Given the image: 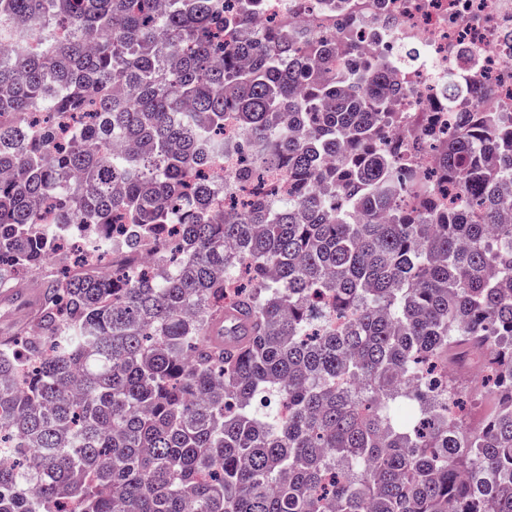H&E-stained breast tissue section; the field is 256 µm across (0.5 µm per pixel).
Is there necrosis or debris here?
<instances>
[{"label": "necrosis or debris", "mask_w": 512, "mask_h": 512, "mask_svg": "<svg viewBox=\"0 0 512 512\" xmlns=\"http://www.w3.org/2000/svg\"><path fill=\"white\" fill-rule=\"evenodd\" d=\"M266 21L303 22L315 34H343L353 19L329 12L321 0H265ZM360 25L356 41L385 60L411 45L413 62L393 68L400 91L391 120L398 139L415 147L412 163L420 171L434 167L425 150L429 138L420 125L422 113L437 111L441 127L456 129L465 112L502 113L512 122V0H355ZM465 86L464 94L443 104L448 79Z\"/></svg>", "instance_id": "obj_1"}]
</instances>
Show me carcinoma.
<instances>
[{
  "label": "carcinoma",
  "mask_w": 512,
  "mask_h": 512,
  "mask_svg": "<svg viewBox=\"0 0 512 512\" xmlns=\"http://www.w3.org/2000/svg\"><path fill=\"white\" fill-rule=\"evenodd\" d=\"M237 2L0 0V291L127 226L0 340V512H512V125L466 116L424 181L384 61L284 23L228 48ZM233 121L253 159L195 176ZM269 165L287 198L214 207Z\"/></svg>",
  "instance_id": "carcinoma-1"
}]
</instances>
